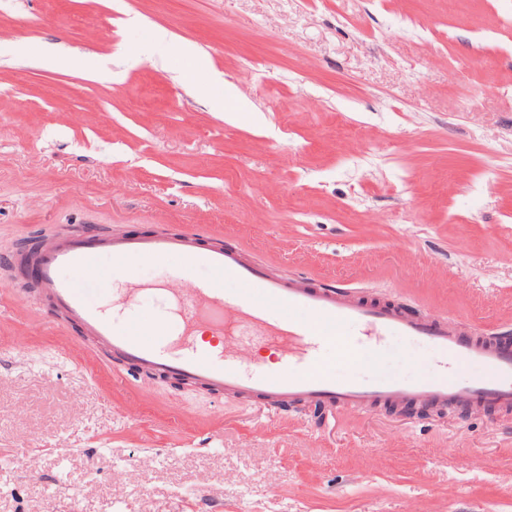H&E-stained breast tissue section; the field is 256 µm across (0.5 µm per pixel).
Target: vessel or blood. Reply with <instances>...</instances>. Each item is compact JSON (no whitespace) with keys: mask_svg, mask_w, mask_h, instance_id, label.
Here are the masks:
<instances>
[{"mask_svg":"<svg viewBox=\"0 0 512 512\" xmlns=\"http://www.w3.org/2000/svg\"><path fill=\"white\" fill-rule=\"evenodd\" d=\"M105 255L112 259V280L109 301L102 305L91 300L90 291ZM141 261L166 263V279L133 278L131 266ZM33 262L40 300L63 323L78 325L87 341L138 371L268 407L305 403L358 411L406 402L512 412V345L454 317L414 316L302 277L271 276L239 249L202 247L185 232L102 237L66 227ZM201 269L209 270L211 279H196ZM146 296L153 309L143 314L139 303ZM203 327L219 337L221 349L198 344ZM391 336L431 347L437 372L361 381L336 378L318 366L324 350L375 351ZM252 337L281 349L278 368L240 363L236 347ZM476 364L482 376H470Z\"/></svg>","mask_w":512,"mask_h":512,"instance_id":"b4317fda","label":"vessel or blood"}]
</instances>
